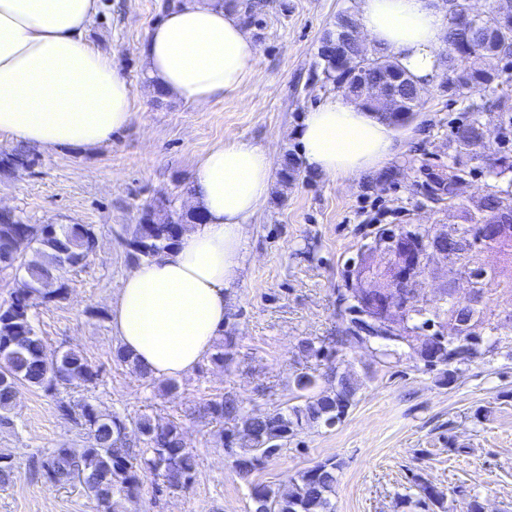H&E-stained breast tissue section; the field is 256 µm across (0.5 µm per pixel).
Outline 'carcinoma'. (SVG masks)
<instances>
[{"label":"carcinoma","instance_id":"cac0c4a2","mask_svg":"<svg viewBox=\"0 0 512 512\" xmlns=\"http://www.w3.org/2000/svg\"><path fill=\"white\" fill-rule=\"evenodd\" d=\"M333 40V31H327L318 51L323 83L333 85L352 100L364 99L361 81L353 77L351 71L336 65V56L329 52L327 42ZM469 45L475 46V50L473 55L464 58L466 76L453 88L474 90L480 95V102L472 103L470 116L454 126V142L460 155L472 152L478 145L477 130L487 125L488 112L512 111L498 92L499 74L487 73L481 63L483 47L495 49L504 59L512 58V18L503 20L489 12L468 16L457 25L455 32L446 34L445 47L438 53L439 66L447 67L453 62L452 53L463 52ZM368 65L402 76L403 111L415 114L419 104L418 85L411 76L376 45L372 46ZM453 88L443 85L445 92ZM33 163L35 159L22 147L0 151V175H10L18 166ZM448 174L451 182L441 188L440 193L426 190L421 182L417 183L419 193L433 204L454 202L453 183L463 181L466 170L455 159L448 166ZM303 175L299 156L291 150L285 151L277 173L278 183L288 185ZM501 206L512 207V191L489 193L482 202L485 212L470 217V222L484 223L486 213ZM200 220V213L173 211L164 200L143 205L138 209L137 223L126 228L133 259L139 262L157 257L178 241L185 225ZM97 242L96 229L89 224L82 228L77 224H30L18 214L0 217V277L20 275L23 278L21 285L0 302V421H10L9 414L21 386L56 392L61 388L87 389L96 384L99 371L79 351L62 352L56 363L45 359V345L38 336L33 310L66 295L63 270L85 265ZM490 315L486 307L462 303L438 311L419 308L410 317L409 329H421L431 321L444 319L482 324ZM362 339H378L387 346L406 345L353 316L341 335L320 341L305 338L299 349L317 358L337 345ZM493 349L494 343L485 346L478 338L466 344L436 342L426 350L423 361L429 367L464 364ZM295 384L301 403L266 414L242 415L240 404L228 394L206 405V412L213 419L222 420L251 437L250 442L230 447L227 453L233 458L236 472L250 481L254 512H334L331 495L341 464L333 458L301 471L286 497L281 490L252 480L256 472L286 447L297 428L303 425L333 427L341 422L357 391L354 378L347 372L336 373V387L329 393L315 392L316 378L308 373L299 374ZM59 408L76 426L88 431L92 444L80 451L65 446L44 451L42 475L55 487L79 481L96 500L99 512H128L125 504L137 503L140 488L148 477L153 478L158 492L164 487L185 488L194 480L198 456L185 446L177 423H154L146 415L128 418L116 413L106 414L86 399L75 404L62 400Z\"/></svg>","mask_w":512,"mask_h":512}]
</instances>
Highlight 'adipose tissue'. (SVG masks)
I'll use <instances>...</instances> for the list:
<instances>
[{
	"mask_svg": "<svg viewBox=\"0 0 512 512\" xmlns=\"http://www.w3.org/2000/svg\"><path fill=\"white\" fill-rule=\"evenodd\" d=\"M98 9L99 0H0V133L38 149L85 148L131 124L130 82L85 38ZM356 18L420 85L432 82L447 28L434 0H358ZM141 55L152 90L197 107L237 93L260 66L243 14L222 0H182ZM296 138L305 165L330 179L378 170L398 150L388 124L341 98L307 112ZM273 168L269 149L243 140L211 149L194 174L201 222L122 279L112 331L151 376L191 372L222 335L245 223Z\"/></svg>",
	"mask_w": 512,
	"mask_h": 512,
	"instance_id": "obj_1",
	"label": "adipose tissue"
}]
</instances>
